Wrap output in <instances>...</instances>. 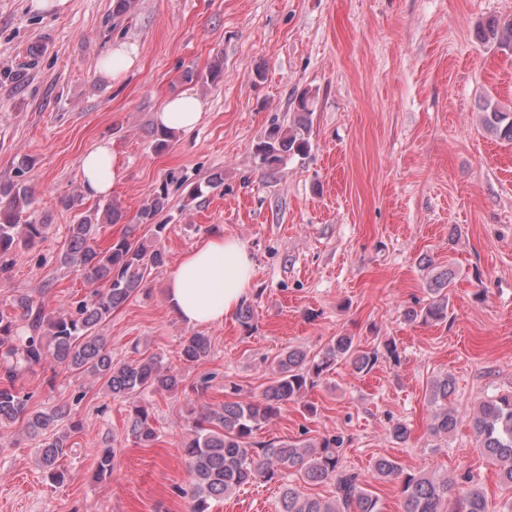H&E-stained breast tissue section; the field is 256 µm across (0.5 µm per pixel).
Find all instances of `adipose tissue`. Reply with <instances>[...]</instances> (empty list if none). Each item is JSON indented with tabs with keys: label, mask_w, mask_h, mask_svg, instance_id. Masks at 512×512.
Returning a JSON list of instances; mask_svg holds the SVG:
<instances>
[{
	"label": "adipose tissue",
	"mask_w": 512,
	"mask_h": 512,
	"mask_svg": "<svg viewBox=\"0 0 512 512\" xmlns=\"http://www.w3.org/2000/svg\"><path fill=\"white\" fill-rule=\"evenodd\" d=\"M201 116L200 100L184 92L167 99L154 119L160 128L190 131ZM118 175V155L110 142H100L81 159L79 177L88 196L110 195ZM252 274L246 247L234 237L213 235L181 257L167 281L166 300L186 324L220 325L248 297Z\"/></svg>",
	"instance_id": "ef3b65f1"
}]
</instances>
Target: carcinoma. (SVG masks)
Returning <instances> with one entry per match:
<instances>
[{
	"label": "carcinoma",
	"instance_id": "carcinoma-1",
	"mask_svg": "<svg viewBox=\"0 0 512 512\" xmlns=\"http://www.w3.org/2000/svg\"><path fill=\"white\" fill-rule=\"evenodd\" d=\"M481 38L512 49V19L487 22ZM184 78L215 84L223 78V67L214 62L204 72L187 71ZM484 111L487 131L512 144V111L490 100L485 102ZM309 147V129L299 115L286 127L272 124L257 143L255 154L261 166L271 168L290 156L306 154ZM167 196L164 186L139 209L136 222L124 225L119 237L104 246L98 244L97 232L100 225L121 219L117 202L104 204L100 212L80 214L69 225V243L60 257L61 266L80 273L87 284L102 283L104 288L94 290L75 306L61 304L52 310L31 294L22 293L13 302L15 317L24 322L19 330L13 320L0 315V427L23 424L25 436L35 442L40 467L56 482L65 479L59 460L71 451L69 439L80 431L81 422L73 419L63 404L48 411L30 409L31 396L15 386L20 370L61 367L104 381L112 397L130 404L128 434L143 446L153 444L157 432L148 408L136 398L144 392L174 394L182 387V375L155 355L132 362L114 361L100 333L101 324L112 311L141 290L152 271L166 262L157 242L166 225L156 223V217ZM32 201L27 185L0 182V274L9 272L13 256L35 248L48 234L50 225L28 220ZM144 224L156 238L151 246L137 238ZM455 277L451 267L432 276L430 299L422 307L407 309V321L426 324L447 320L449 288ZM210 352V337L202 333L183 340L181 357L188 364L206 359ZM395 352L388 344L382 351L366 350L349 335L333 337L316 353L290 348L276 357L275 378L259 400H226L195 413L182 442L192 478L191 512H210L211 501L258 480L280 483L276 512H384L380 497L371 490L373 481L398 485L403 512H489L486 490L468 471L455 480L409 470L399 461L381 456L367 479L342 464L344 439L339 435L277 444L255 440L257 432L279 416L283 403L301 400L338 362L344 361L357 374L366 375ZM454 391V381L448 375L432 382L430 435L446 437L467 421L481 454L498 467L501 485L512 492V393L495 394L464 414L450 405ZM314 482L333 483L335 495L323 499L300 491V484Z\"/></svg>",
	"mask_w": 512,
	"mask_h": 512
}]
</instances>
